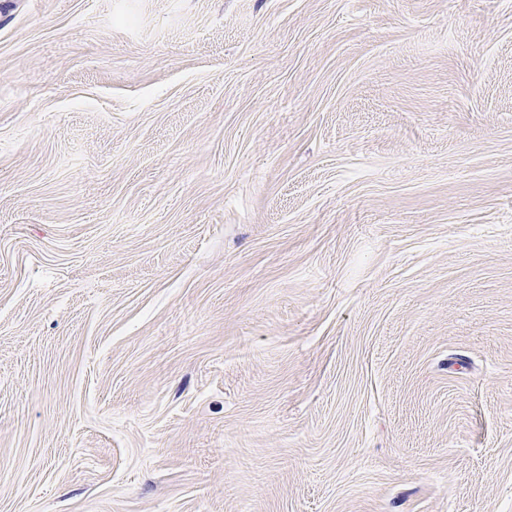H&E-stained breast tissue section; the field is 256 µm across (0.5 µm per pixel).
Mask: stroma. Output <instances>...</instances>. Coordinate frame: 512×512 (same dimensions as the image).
<instances>
[{"label": "stroma", "instance_id": "1", "mask_svg": "<svg viewBox=\"0 0 512 512\" xmlns=\"http://www.w3.org/2000/svg\"><path fill=\"white\" fill-rule=\"evenodd\" d=\"M0 512H512V0H0Z\"/></svg>", "mask_w": 512, "mask_h": 512}]
</instances>
